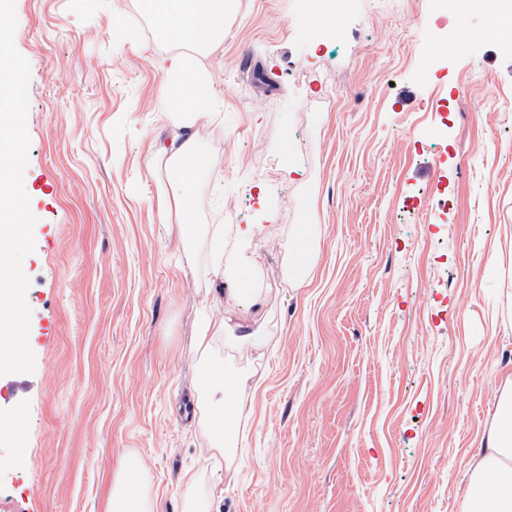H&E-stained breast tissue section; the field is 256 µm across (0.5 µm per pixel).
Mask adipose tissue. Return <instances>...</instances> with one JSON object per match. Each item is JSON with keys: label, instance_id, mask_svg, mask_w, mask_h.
Wrapping results in <instances>:
<instances>
[{"label": "adipose tissue", "instance_id": "ef3b65f1", "mask_svg": "<svg viewBox=\"0 0 512 512\" xmlns=\"http://www.w3.org/2000/svg\"><path fill=\"white\" fill-rule=\"evenodd\" d=\"M233 0H151L149 13L163 35L184 52L171 56L163 66L169 82L163 97L168 121L179 130L160 156L167 169L177 173L175 192L160 208L162 219L185 211L196 189L219 177L220 158L213 154L196 128L215 122L221 115V102L215 92L211 72L201 58L224 44V19ZM208 266L213 279L232 277V298L258 303L260 294L249 276L243 253L224 241L223 225L208 232ZM257 335L233 336L220 319H202L197 325L196 349L203 368L196 381L202 423L211 436L212 465L223 469L232 456L230 434L238 424L235 404L246 378L241 369L225 372L213 365L216 344L240 348L258 345ZM499 429L491 432L478 467L472 475L468 496L461 512H473L476 503L491 500V512H512V386L496 400ZM143 470L139 459L128 458L119 468L112 485L111 512H154L153 500L137 477Z\"/></svg>", "mask_w": 512, "mask_h": 512}]
</instances>
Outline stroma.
<instances>
[{
	"label": "stroma",
	"mask_w": 512,
	"mask_h": 512,
	"mask_svg": "<svg viewBox=\"0 0 512 512\" xmlns=\"http://www.w3.org/2000/svg\"><path fill=\"white\" fill-rule=\"evenodd\" d=\"M30 64L24 188L36 218L25 395L0 376V512H104L138 458L157 512H461L512 380V41L469 11L465 51L437 42L440 0H237L206 58L224 159L192 223L228 244L250 224L264 302L228 298L204 240L159 208L172 174L160 60L177 48L141 0H15ZM265 83H258V76ZM312 243L302 284L290 247ZM261 348L215 355L255 386L216 470L196 415V321Z\"/></svg>",
	"instance_id": "stroma-1"
}]
</instances>
